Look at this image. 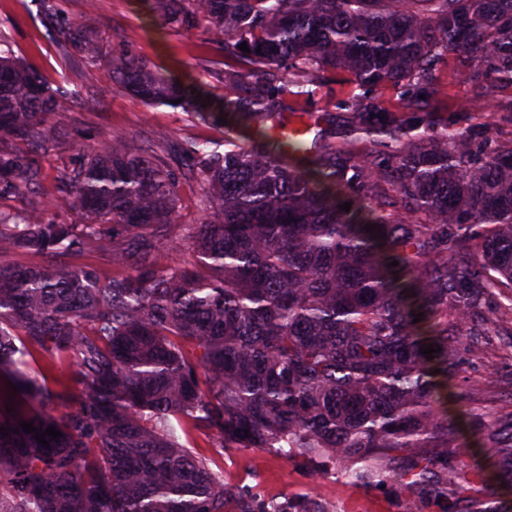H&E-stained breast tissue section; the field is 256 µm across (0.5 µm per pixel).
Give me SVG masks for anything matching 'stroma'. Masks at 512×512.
Masks as SVG:
<instances>
[{"label":"stroma","mask_w":512,"mask_h":512,"mask_svg":"<svg viewBox=\"0 0 512 512\" xmlns=\"http://www.w3.org/2000/svg\"><path fill=\"white\" fill-rule=\"evenodd\" d=\"M68 21L96 32L104 52H129L160 71L193 81L213 94L224 91L221 75L224 54L209 41L205 28L191 33L161 27L150 0H57ZM0 35L10 43L17 59L63 92L80 91L82 102L56 114L69 127V138L39 158L44 180L42 194L52 197L51 218L75 222L79 216L67 196L57 189L61 174L71 171L84 152L115 132L137 133L171 166H178L181 144L198 139L220 142L223 128L200 122L178 109L147 108L118 82L100 78L83 88L84 64L80 55L57 40L39 16V0H0ZM67 357L46 364L34 356L31 376L53 391L43 405L45 413L70 412L82 387ZM461 379H488L492 383L494 412L512 414V340L505 336L478 341L460 374ZM187 448L205 457L213 470L222 471L228 486H244L264 498L312 501L319 512H403L392 494L350 483L335 469L322 472L297 458H281L260 449L217 450L201 431H191Z\"/></svg>","instance_id":"obj_1"}]
</instances>
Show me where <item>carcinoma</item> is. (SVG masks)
Returning a JSON list of instances; mask_svg holds the SVG:
<instances>
[{"label": "carcinoma", "mask_w": 512, "mask_h": 512, "mask_svg": "<svg viewBox=\"0 0 512 512\" xmlns=\"http://www.w3.org/2000/svg\"><path fill=\"white\" fill-rule=\"evenodd\" d=\"M40 8L87 81L227 125L224 151L188 142L179 173L135 135L99 141L61 176L77 223L44 206L0 211V253L42 258L0 262V512H316L224 485L180 443L185 423L219 449L331 464L406 512H493L512 489V421L487 425L495 445L472 453L488 468L472 473L456 463L464 420L449 404L491 295L512 323V112L492 94L512 85V0H153L182 33L204 14L210 43L241 61L211 98L102 53L93 31L59 22L56 0ZM447 52L492 112H434ZM328 70L354 85L337 102L341 132L332 113L288 103L313 99ZM386 84L404 111L380 105ZM65 109L0 39V141L46 152L65 136L48 116ZM288 125L299 135L283 137ZM189 176L205 219L171 247L190 244L196 265L164 267L158 241ZM40 178L36 159L0 150V194L33 195ZM94 247L132 273L104 282L61 261ZM35 352L72 360V412L39 410L51 392L25 374ZM23 421L61 436L44 447Z\"/></svg>", "instance_id": "obj_1"}]
</instances>
